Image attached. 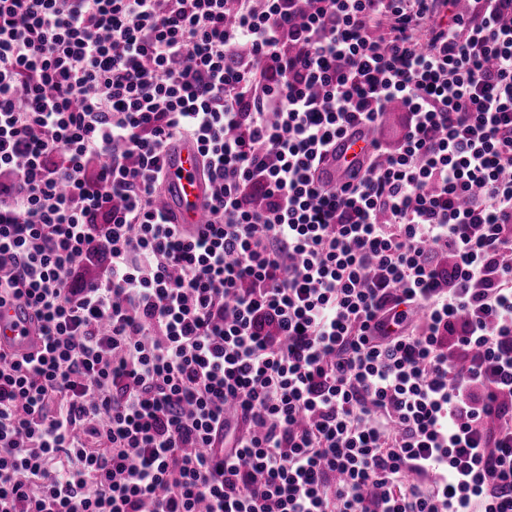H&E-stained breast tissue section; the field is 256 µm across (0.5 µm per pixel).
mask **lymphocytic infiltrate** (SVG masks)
<instances>
[{"label": "lymphocytic infiltrate", "instance_id": "1", "mask_svg": "<svg viewBox=\"0 0 512 512\" xmlns=\"http://www.w3.org/2000/svg\"><path fill=\"white\" fill-rule=\"evenodd\" d=\"M4 172L0 512H512V0H0ZM370 137L366 134H359L354 137L347 136L336 140V159L337 164L335 168H327L325 173L326 180H336L340 178L344 171L347 170L348 165L354 159L361 157L369 145ZM166 211L175 224H203L211 200L210 183L202 172L196 142L174 139L165 154ZM0 343L24 352L40 345L39 331L23 308L10 304L0 307Z\"/></svg>", "mask_w": 512, "mask_h": 512}]
</instances>
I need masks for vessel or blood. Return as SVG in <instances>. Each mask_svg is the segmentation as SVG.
<instances>
[{
  "label": "vessel or blood",
  "mask_w": 512,
  "mask_h": 512,
  "mask_svg": "<svg viewBox=\"0 0 512 512\" xmlns=\"http://www.w3.org/2000/svg\"><path fill=\"white\" fill-rule=\"evenodd\" d=\"M367 134L337 139L334 168L328 169L327 179L341 177L346 163L361 157L369 145ZM166 209L178 224H201L211 200L210 184L202 172V162L196 142L172 140L165 154ZM41 343L39 331L23 308L0 306V344L24 352Z\"/></svg>",
  "instance_id": "obj_1"
}]
</instances>
